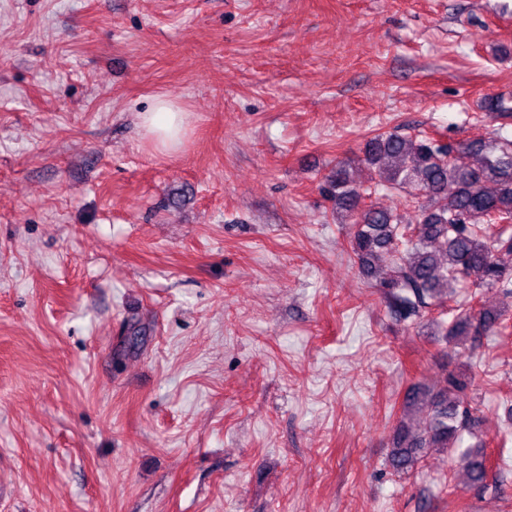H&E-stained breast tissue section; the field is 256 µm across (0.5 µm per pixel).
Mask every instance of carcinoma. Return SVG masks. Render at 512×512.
Returning <instances> with one entry per match:
<instances>
[{
  "label": "carcinoma",
  "instance_id": "obj_1",
  "mask_svg": "<svg viewBox=\"0 0 512 512\" xmlns=\"http://www.w3.org/2000/svg\"><path fill=\"white\" fill-rule=\"evenodd\" d=\"M461 150L474 155L477 164H456L455 153ZM364 157L381 185L405 189L421 200L415 221L374 204L364 206L368 189L355 184L341 162L325 176L323 192L336 212L352 219L351 249L363 274L372 275L374 258H392L391 273L380 287L396 312L409 318L442 305L462 281L512 293V268L499 257L512 253V238L493 231L495 224L512 220V140L472 141L453 149L430 137L386 133L367 140ZM504 316V310L486 309L466 314L447 335L464 340L492 333ZM467 388V381L448 373L447 387L430 396L423 430L412 435L403 424L397 428L390 455L394 469L414 468L426 448H446L470 485L485 484L486 456L459 447L469 425L462 401Z\"/></svg>",
  "mask_w": 512,
  "mask_h": 512
}]
</instances>
